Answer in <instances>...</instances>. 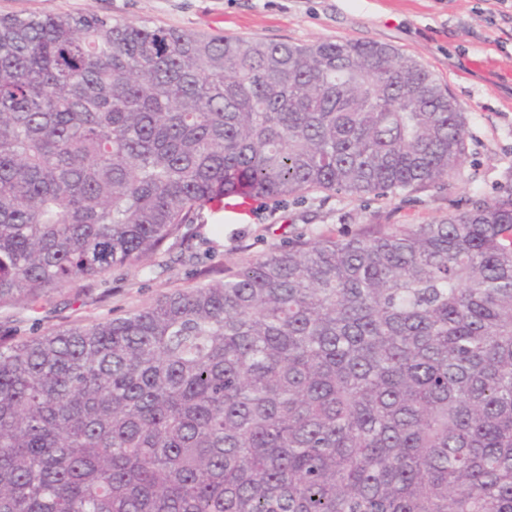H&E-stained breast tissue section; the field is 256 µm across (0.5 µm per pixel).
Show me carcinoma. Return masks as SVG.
Here are the masks:
<instances>
[{"mask_svg": "<svg viewBox=\"0 0 512 512\" xmlns=\"http://www.w3.org/2000/svg\"><path fill=\"white\" fill-rule=\"evenodd\" d=\"M465 126L377 42L0 15V307L207 207L441 186ZM0 512H512V192L0 339Z\"/></svg>", "mask_w": 512, "mask_h": 512, "instance_id": "carcinoma-1", "label": "carcinoma"}]
</instances>
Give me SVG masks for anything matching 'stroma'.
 <instances>
[{"instance_id":"stroma-1","label":"stroma","mask_w":512,"mask_h":512,"mask_svg":"<svg viewBox=\"0 0 512 512\" xmlns=\"http://www.w3.org/2000/svg\"><path fill=\"white\" fill-rule=\"evenodd\" d=\"M93 12L195 33L267 42L373 41L415 57L466 116V154L440 187L384 198L309 192L206 211L186 244L143 270L115 268L36 305L0 307V337H26L115 318L176 289L212 264L235 269L300 232L358 233L374 224H421L512 188V0L503 14L484 0H0V14Z\"/></svg>"}]
</instances>
